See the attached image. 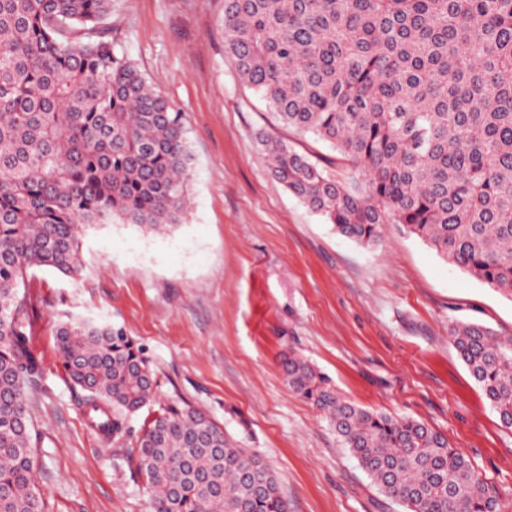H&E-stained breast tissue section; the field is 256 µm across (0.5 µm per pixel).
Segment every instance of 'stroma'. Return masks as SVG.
<instances>
[{
    "label": "stroma",
    "instance_id": "1",
    "mask_svg": "<svg viewBox=\"0 0 512 512\" xmlns=\"http://www.w3.org/2000/svg\"><path fill=\"white\" fill-rule=\"evenodd\" d=\"M125 55L181 112L191 207L170 234L121 220L85 227L82 266L37 273L43 373L29 391L36 483L47 512H148L149 493L115 442L87 422L53 330L65 316L122 328L142 345L156 398L185 401L256 452L289 512H403L343 448L280 365L307 357L356 403L445 435L512 512V432L448 335L474 321L512 336V301L449 264L402 225L370 248L341 236L276 180L270 135L347 181V162L288 127L224 49V0H112L105 20Z\"/></svg>",
    "mask_w": 512,
    "mask_h": 512
}]
</instances>
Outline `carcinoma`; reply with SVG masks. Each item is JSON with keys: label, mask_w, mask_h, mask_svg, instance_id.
<instances>
[{"label": "carcinoma", "mask_w": 512, "mask_h": 512, "mask_svg": "<svg viewBox=\"0 0 512 512\" xmlns=\"http://www.w3.org/2000/svg\"><path fill=\"white\" fill-rule=\"evenodd\" d=\"M111 2L0 0V512H45L27 404L42 371L34 269L76 274L89 224L165 234L187 208L181 114L114 52ZM224 46L283 123L354 166L347 186L266 137L289 192L364 247L400 224L512 300V0H224ZM449 335L512 429V336L477 322ZM55 338L98 430L119 436L154 402L122 328L72 319ZM281 365L404 512H498L444 435L356 405L292 349ZM136 445L151 512H288L264 461L188 404L158 405Z\"/></svg>", "instance_id": "obj_1"}]
</instances>
